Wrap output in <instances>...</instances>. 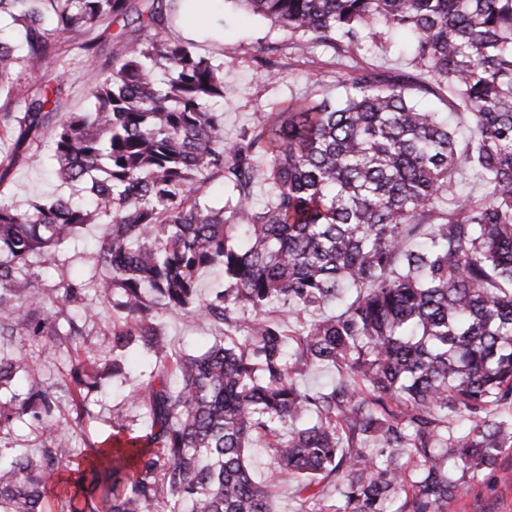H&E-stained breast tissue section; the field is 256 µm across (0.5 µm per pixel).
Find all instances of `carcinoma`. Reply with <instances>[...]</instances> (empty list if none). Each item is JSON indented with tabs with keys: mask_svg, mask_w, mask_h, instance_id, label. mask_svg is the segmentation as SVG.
<instances>
[{
	"mask_svg": "<svg viewBox=\"0 0 512 512\" xmlns=\"http://www.w3.org/2000/svg\"><path fill=\"white\" fill-rule=\"evenodd\" d=\"M239 2L346 61L404 32L412 72H348L342 98L261 109L229 143L215 108L224 63L171 41L158 7L109 75L92 67L89 109L56 122L42 91L12 101L20 76L130 0H0L21 34L19 46L0 37V138L13 141L0 184L45 136L81 195L0 205V389L28 378L0 402V512H272L248 465L256 440L273 479H297L326 512H390L398 498L397 512H444L464 491L448 459L477 472L512 447V419L489 418L512 405V0ZM413 88L466 115L468 138ZM215 174L233 195L219 208L200 194ZM97 221L94 298L43 287L38 268ZM214 266L224 287L203 299L199 272ZM280 303L310 316L302 330L267 317ZM73 304L63 333L58 312ZM108 306L112 366L76 348L69 377H31L18 337L72 344ZM166 313L207 322L210 348L173 349ZM134 346L154 359L133 394L146 429L116 412L111 441L71 447L61 400L81 418L84 389ZM318 365L337 380L301 388ZM25 415L47 440L36 452L5 441ZM457 416L471 425L456 435Z\"/></svg>",
	"mask_w": 512,
	"mask_h": 512,
	"instance_id": "cac0c4a2",
	"label": "carcinoma"
}]
</instances>
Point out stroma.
I'll list each match as a JSON object with an SVG mask.
<instances>
[{
	"instance_id": "35a3bbf8",
	"label": "stroma",
	"mask_w": 512,
	"mask_h": 512,
	"mask_svg": "<svg viewBox=\"0 0 512 512\" xmlns=\"http://www.w3.org/2000/svg\"><path fill=\"white\" fill-rule=\"evenodd\" d=\"M130 4L128 16L116 20L97 37L98 67L111 66L113 60L125 55L130 42L147 38L140 20L149 14L152 0H130ZM162 5L170 19L171 38L192 41L198 56L224 63V100L218 108L224 113L225 141L237 140L244 129L250 128L258 108L276 107L294 96L335 99L342 93L338 83L342 70L330 56L292 44L287 33L267 19L245 12L236 0H163ZM61 51L65 71H58L50 62L40 71L25 75L21 85L34 90L63 77L55 112L66 116L85 111L91 81L79 41L62 43ZM263 57L276 61V79L266 77L259 64ZM53 165L48 140L32 145L27 158L20 160L0 184V200L26 210L53 196L71 194L70 186L48 176ZM102 231V225H89L76 243L56 251L51 265L42 271L46 287L86 283L98 264L96 240ZM165 333L171 345L194 354L204 352L212 342L203 323L176 314L166 316ZM70 347L62 343L48 350L42 336H28L22 342V351L33 369L48 383L68 375ZM150 370L149 358L133 351L125 362V380L104 377L101 388L87 396V411L74 432L73 447L104 440L111 432L112 415L118 410L123 411L132 429L142 428L145 409L133 401L131 391ZM464 481L463 494L450 502L445 512H512V448L493 467L465 473Z\"/></svg>"
}]
</instances>
